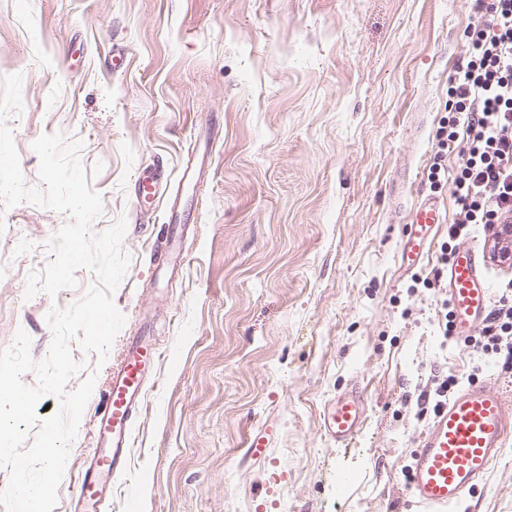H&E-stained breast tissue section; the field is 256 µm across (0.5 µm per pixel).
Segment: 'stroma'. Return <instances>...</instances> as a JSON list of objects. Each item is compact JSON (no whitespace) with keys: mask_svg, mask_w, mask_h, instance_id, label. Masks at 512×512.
<instances>
[{"mask_svg":"<svg viewBox=\"0 0 512 512\" xmlns=\"http://www.w3.org/2000/svg\"><path fill=\"white\" fill-rule=\"evenodd\" d=\"M480 16L476 0H0V78L23 76L7 123L26 184L41 185L33 142L63 134L103 199L91 233L126 224L114 293L125 323L106 361L72 349L67 391L96 384L53 512H66L94 446L110 366L143 328L163 355L134 423L136 512H421L407 471L437 384L491 377L512 398L504 355L475 351L481 329L446 338L437 322L457 205L452 184L431 188L427 174ZM192 146L204 168L181 195ZM146 169L162 180L144 207L132 184ZM175 197L187 222L173 231ZM426 201L440 222L410 267L402 248ZM67 221L0 206V350L22 330L44 359L48 312L91 284L81 269L76 287L26 294ZM174 233L179 261L156 272L153 251ZM457 243L483 247L494 287L512 280L492 229ZM417 275L429 286L413 287ZM354 386L366 423L339 448L321 410ZM269 420L268 460L249 459V434ZM454 512H512V440Z\"/></svg>","mask_w":512,"mask_h":512,"instance_id":"obj_1","label":"stroma"}]
</instances>
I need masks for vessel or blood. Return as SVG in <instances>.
Listing matches in <instances>:
<instances>
[{
  "label": "vessel or blood",
  "mask_w": 512,
  "mask_h": 512,
  "mask_svg": "<svg viewBox=\"0 0 512 512\" xmlns=\"http://www.w3.org/2000/svg\"><path fill=\"white\" fill-rule=\"evenodd\" d=\"M159 171H142L134 183L136 198L155 195ZM439 213L433 203L419 205L413 214L410 263H418L431 244ZM446 293L454 332L469 335L492 308L493 295L480 248L458 247L446 271ZM162 357L155 339L134 338L113 365L107 401L95 420L98 452L87 459L77 485L74 512H112V487L128 473L133 446V422L144 400V386ZM366 404L350 389L328 400L321 427L336 447L350 446L361 432ZM512 435V400L492 381L460 389L439 405L411 456L407 489L427 512H449L481 482Z\"/></svg>",
  "instance_id": "b4317fda"
}]
</instances>
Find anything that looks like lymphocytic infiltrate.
Instances as JSON below:
<instances>
[{"mask_svg":"<svg viewBox=\"0 0 512 512\" xmlns=\"http://www.w3.org/2000/svg\"><path fill=\"white\" fill-rule=\"evenodd\" d=\"M466 36L467 60L448 102L455 117L438 135L439 150L459 158L452 238L512 218V0H487L484 20Z\"/></svg>","mask_w":512,"mask_h":512,"instance_id":"1","label":"lymphocytic infiltrate"}]
</instances>
